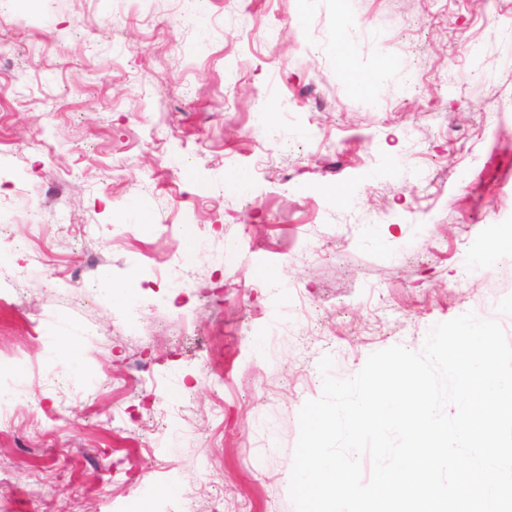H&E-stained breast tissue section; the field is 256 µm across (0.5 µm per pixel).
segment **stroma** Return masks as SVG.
Here are the masks:
<instances>
[{"label":"stroma","instance_id":"stroma-1","mask_svg":"<svg viewBox=\"0 0 512 512\" xmlns=\"http://www.w3.org/2000/svg\"><path fill=\"white\" fill-rule=\"evenodd\" d=\"M9 14L0 512H294L324 356L512 341V0Z\"/></svg>","mask_w":512,"mask_h":512}]
</instances>
